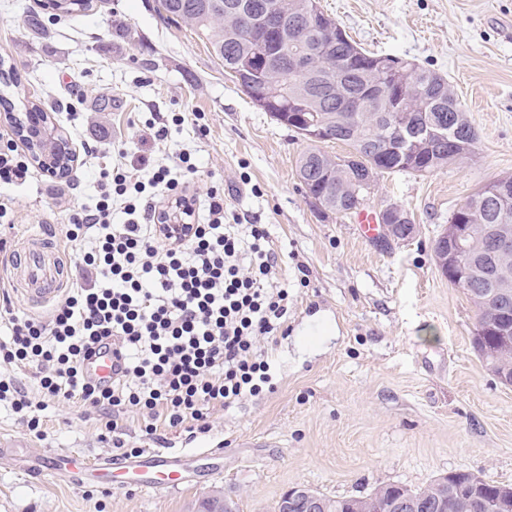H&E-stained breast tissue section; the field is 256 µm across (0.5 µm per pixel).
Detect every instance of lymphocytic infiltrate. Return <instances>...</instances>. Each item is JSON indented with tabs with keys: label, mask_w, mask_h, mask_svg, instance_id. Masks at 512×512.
<instances>
[{
	"label": "lymphocytic infiltrate",
	"mask_w": 512,
	"mask_h": 512,
	"mask_svg": "<svg viewBox=\"0 0 512 512\" xmlns=\"http://www.w3.org/2000/svg\"><path fill=\"white\" fill-rule=\"evenodd\" d=\"M118 161L102 169L105 183L95 209H76L65 240L82 269L50 320L0 308L8 329L0 360L34 371L44 396L33 402L14 379L0 377V402L30 430L40 427L46 400L91 406L118 432L126 413L143 417L151 437L162 429L208 430L210 410L227 409L262 391L270 376L263 343L288 333L291 285L266 225L245 223L211 189L205 217L185 191L198 173L190 152L144 172ZM126 216L112 221L113 209ZM188 225L166 230L170 212ZM111 347L117 375L101 385L87 378L84 361Z\"/></svg>",
	"instance_id": "lymphocytic-infiltrate-1"
}]
</instances>
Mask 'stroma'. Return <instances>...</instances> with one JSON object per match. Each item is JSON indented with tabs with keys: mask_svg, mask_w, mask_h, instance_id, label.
<instances>
[{
	"mask_svg": "<svg viewBox=\"0 0 512 512\" xmlns=\"http://www.w3.org/2000/svg\"><path fill=\"white\" fill-rule=\"evenodd\" d=\"M362 47L412 58L448 81L478 135L475 154L427 176L381 177L367 208L399 205L416 235L381 242L358 236L354 216L320 212L296 160L305 143L240 91L208 41L163 19L157 0H110L107 8L55 18L39 0H0V60L16 66L13 102L55 104L54 125L79 159L65 177L31 167L21 185L0 186L18 244L50 229L63 243L72 206H95L99 172L114 142L156 165L180 150L199 168L190 191L223 190L228 209L267 225L294 292L288 336L273 346L270 387L211 429L167 430L166 446L212 451L190 459L186 481L165 490L81 487L35 470L42 449L89 461L116 456L105 418L52 403L41 433L0 407V512H198L221 493L237 512H275L305 486L331 498L398 482L415 488L451 470L512 484V386L475 351L474 308L436 267L431 245L479 186L512 174V40L499 20L512 0H320ZM40 13L43 34L27 22ZM184 124H171L173 114ZM168 122L159 142L149 120Z\"/></svg>",
	"mask_w": 512,
	"mask_h": 512,
	"instance_id": "35a3bbf8",
	"label": "stroma"
}]
</instances>
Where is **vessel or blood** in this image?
<instances>
[{
  "label": "vessel or blood",
  "instance_id": "obj_1",
  "mask_svg": "<svg viewBox=\"0 0 512 512\" xmlns=\"http://www.w3.org/2000/svg\"><path fill=\"white\" fill-rule=\"evenodd\" d=\"M7 261L10 274L34 287L36 298L40 301L55 298L59 293V285L69 277L68 266L60 251L41 238L32 240L21 251L8 254ZM84 369L95 382L111 384L116 370L111 350H101L99 354L86 360ZM187 457V452L183 450L151 448L142 459L126 464L123 471L127 474L151 473L152 478L143 482V489L161 490L178 482ZM41 463L44 473L64 474L76 486L84 485L88 473L91 472L108 478L113 475L112 461L108 458L93 463L79 455L46 451L42 454Z\"/></svg>",
  "mask_w": 512,
  "mask_h": 512
}]
</instances>
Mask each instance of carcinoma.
<instances>
[{
  "label": "carcinoma",
  "mask_w": 512,
  "mask_h": 512,
  "mask_svg": "<svg viewBox=\"0 0 512 512\" xmlns=\"http://www.w3.org/2000/svg\"><path fill=\"white\" fill-rule=\"evenodd\" d=\"M312 0H288V34L297 40L305 38L307 6ZM159 13L167 20L181 21L208 40L212 53L224 64L253 104L258 93L252 78L237 74L243 58L253 56L258 47L238 25L224 22V10L249 14L252 22L263 19L278 0H158ZM105 0H45L44 7L56 17L71 16L103 8ZM324 26H333L324 52L312 58V74L304 79L284 80L279 100L285 111L275 121L293 130L307 143L299 154L296 171L307 195L321 212L347 215L357 211L374 190L383 174L407 172L423 176L435 173L452 162L472 156L477 134L467 119L461 103L448 87V81L413 59L407 60L406 81L412 93L401 94L391 75L393 57L369 52L360 47L336 20L316 5ZM265 57L271 71L287 74V60L282 49L269 44ZM365 104V110L354 107ZM436 125L448 129V136L428 143L418 141L401 145L397 127ZM323 130L320 139L305 133L308 128ZM341 142L349 147L344 157L332 156L318 143ZM401 212L404 224L392 229L390 236L401 241L413 237L409 213L388 205L381 214L384 224L398 223L393 212ZM450 223L466 224L469 236L464 241V256L471 275L466 282L448 278V283L461 289L475 307L472 343L478 353L496 352L505 361L512 355L501 349L498 333L501 316L498 311L509 308L512 313V256L491 260L484 255L487 231L500 226L512 234V175L501 176L470 196L451 216ZM442 490L444 505L432 508L437 486ZM501 482H490L461 470L442 474L428 483L411 488L393 484L386 496L401 495L420 498L427 508L423 512H492Z\"/></svg>",
  "instance_id": "obj_1"
}]
</instances>
